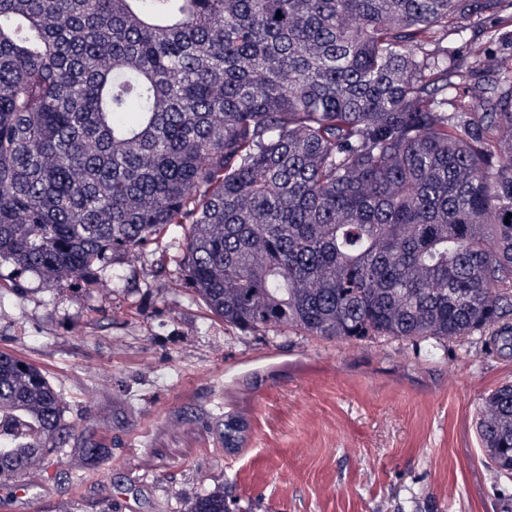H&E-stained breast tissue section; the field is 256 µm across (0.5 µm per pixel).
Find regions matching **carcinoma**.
Returning <instances> with one entry per match:
<instances>
[{"instance_id":"1","label":"carcinoma","mask_w":512,"mask_h":512,"mask_svg":"<svg viewBox=\"0 0 512 512\" xmlns=\"http://www.w3.org/2000/svg\"><path fill=\"white\" fill-rule=\"evenodd\" d=\"M484 19L512 0H0V262L85 283L186 224L228 327L511 347L512 56ZM65 413L0 351V477L64 447ZM477 433L511 476V384Z\"/></svg>"}]
</instances>
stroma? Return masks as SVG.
Segmentation results:
<instances>
[{
  "label": "stroma",
  "mask_w": 512,
  "mask_h": 512,
  "mask_svg": "<svg viewBox=\"0 0 512 512\" xmlns=\"http://www.w3.org/2000/svg\"><path fill=\"white\" fill-rule=\"evenodd\" d=\"M184 233L78 286L0 263V350L43 370L75 427L26 475L38 512H184L218 486L233 512H512L476 431L512 348L227 327L191 286Z\"/></svg>",
  "instance_id": "obj_1"
}]
</instances>
